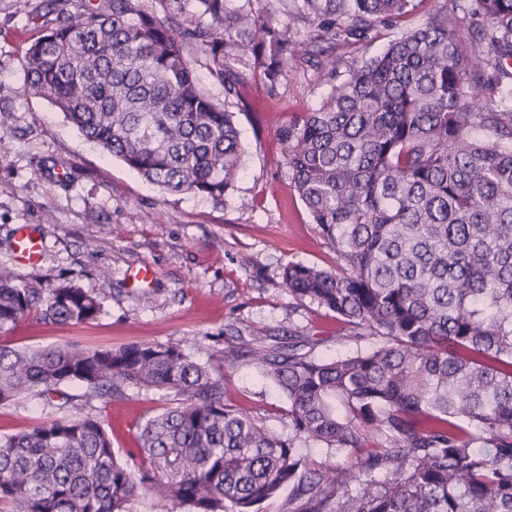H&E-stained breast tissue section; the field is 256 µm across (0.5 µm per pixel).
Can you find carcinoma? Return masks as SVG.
Wrapping results in <instances>:
<instances>
[{"label": "carcinoma", "mask_w": 512, "mask_h": 512, "mask_svg": "<svg viewBox=\"0 0 512 512\" xmlns=\"http://www.w3.org/2000/svg\"><path fill=\"white\" fill-rule=\"evenodd\" d=\"M46 0L54 18L26 49V92L85 139L166 193L220 200L243 150L233 113L205 93L246 54L270 85L299 57L274 17L196 0ZM414 0H301L299 17L370 39ZM427 16L378 53L336 67L311 51L330 94L279 130L295 191L336 252L334 270L291 263L293 299L329 312L369 347L329 358L289 334L246 358L288 403V434L224 403V383L180 344L109 349L0 348V404L173 396L120 461L103 424L62 416L0 438V512H131L142 491L182 512H259L290 489L289 512H512V0H470ZM485 95L478 98L473 91ZM70 282L20 285L0 270V329L32 314L58 324L98 316ZM77 383L82 393L64 387ZM345 413L337 412V405ZM324 444L349 477L297 452ZM190 58L203 90L221 102L224 101V87L211 76L207 57L193 49L190 50Z\"/></svg>", "instance_id": "cac0c4a2"}]
</instances>
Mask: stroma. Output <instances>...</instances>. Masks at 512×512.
I'll return each instance as SVG.
<instances>
[{"label":"stroma","mask_w":512,"mask_h":512,"mask_svg":"<svg viewBox=\"0 0 512 512\" xmlns=\"http://www.w3.org/2000/svg\"><path fill=\"white\" fill-rule=\"evenodd\" d=\"M41 0H0V269L18 283L42 288L68 281L97 294L94 321L61 325L32 316L0 329V347L116 348L131 343H178L221 377L224 400L287 432L288 404L253 365L227 354L224 338L306 337L316 356L355 350L356 341L335 314L296 303L283 279L291 263L334 268L336 254L312 224L289 179L278 131L328 95L305 59L284 65L268 86L253 58L231 60L224 74L236 93L225 97L200 52L190 58L203 90L227 98L244 145L242 168L223 199L168 194L106 154L46 100L26 94L25 51L41 31L32 9ZM450 0H418L413 13L378 27L369 42L326 39L338 76L393 35L417 27ZM297 0H226L228 8L272 14L292 39L306 42L310 24L290 25ZM39 226L42 258L20 265L14 257L18 225ZM153 271L151 282L134 277ZM170 402L165 393L127 389L119 400L76 402L64 408L26 394L0 405V437L60 416H90L112 428L119 458L136 446L139 425Z\"/></svg>","instance_id":"35a3bbf8"}]
</instances>
